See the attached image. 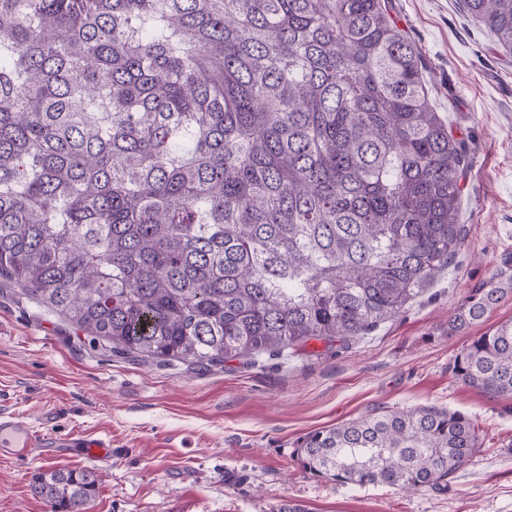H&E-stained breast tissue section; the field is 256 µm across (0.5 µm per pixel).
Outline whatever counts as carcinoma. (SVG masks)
Wrapping results in <instances>:
<instances>
[{
	"instance_id": "carcinoma-1",
	"label": "carcinoma",
	"mask_w": 512,
	"mask_h": 512,
	"mask_svg": "<svg viewBox=\"0 0 512 512\" xmlns=\"http://www.w3.org/2000/svg\"><path fill=\"white\" fill-rule=\"evenodd\" d=\"M512 54V0H463ZM385 0H0V279L115 355L208 370L403 312L464 247V141ZM512 294V253L448 317ZM454 374L512 397V319ZM473 419L314 430L316 478L448 490ZM96 472L42 474L89 512Z\"/></svg>"
}]
</instances>
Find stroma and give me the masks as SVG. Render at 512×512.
<instances>
[{"mask_svg":"<svg viewBox=\"0 0 512 512\" xmlns=\"http://www.w3.org/2000/svg\"><path fill=\"white\" fill-rule=\"evenodd\" d=\"M421 50L431 103L467 144L464 248L404 313L346 348L312 341L197 371L112 355L0 282V414L37 433H98L112 460L32 448L0 459V512H51L31 486L43 473L100 477L90 512H512V398L463 384L453 361L471 337L512 318V295L481 324L448 332L469 288L512 251V55L461 0H388ZM419 407L471 416L480 447L448 491L406 493L312 477L303 436L368 414Z\"/></svg>","mask_w":512,"mask_h":512,"instance_id":"35a3bbf8","label":"stroma"}]
</instances>
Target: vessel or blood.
<instances>
[{
	"label": "vessel or blood",
	"instance_id": "obj_1",
	"mask_svg": "<svg viewBox=\"0 0 512 512\" xmlns=\"http://www.w3.org/2000/svg\"><path fill=\"white\" fill-rule=\"evenodd\" d=\"M48 448L58 446L72 449L76 456L89 457L99 462L112 459V441L102 436L75 435L65 439L47 437L37 439L29 423L12 416L0 417V457L19 459L25 457L35 444Z\"/></svg>",
	"mask_w": 512,
	"mask_h": 512
}]
</instances>
